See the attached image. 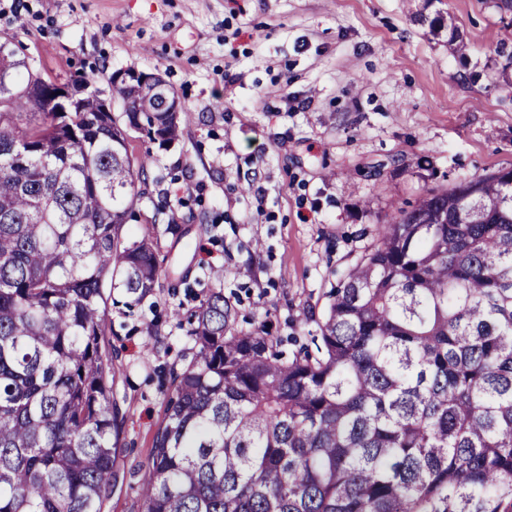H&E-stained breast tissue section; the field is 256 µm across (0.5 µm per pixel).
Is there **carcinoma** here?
Listing matches in <instances>:
<instances>
[{
    "label": "carcinoma",
    "mask_w": 512,
    "mask_h": 512,
    "mask_svg": "<svg viewBox=\"0 0 512 512\" xmlns=\"http://www.w3.org/2000/svg\"><path fill=\"white\" fill-rule=\"evenodd\" d=\"M0 512H103L125 416L105 291L141 303L165 259L125 226L180 116L122 82L125 124L55 111L0 36ZM42 114L39 122L32 116ZM285 356L224 289L190 315L141 512H512V168L422 194L374 230Z\"/></svg>",
    "instance_id": "obj_1"
}]
</instances>
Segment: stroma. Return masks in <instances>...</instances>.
I'll return each instance as SVG.
<instances>
[{
    "label": "stroma",
    "instance_id": "35a3bbf8",
    "mask_svg": "<svg viewBox=\"0 0 512 512\" xmlns=\"http://www.w3.org/2000/svg\"><path fill=\"white\" fill-rule=\"evenodd\" d=\"M439 13L453 29L432 32ZM4 33L44 80L94 78L114 117L111 78L129 70L158 74L186 108L171 145L128 132L152 162L127 233L153 235L166 261L153 296L109 313L126 419L104 512H139L165 374L192 357L177 322L210 269L224 270L237 328L306 335L376 225L512 166L504 0H0Z\"/></svg>",
    "mask_w": 512,
    "mask_h": 512
}]
</instances>
